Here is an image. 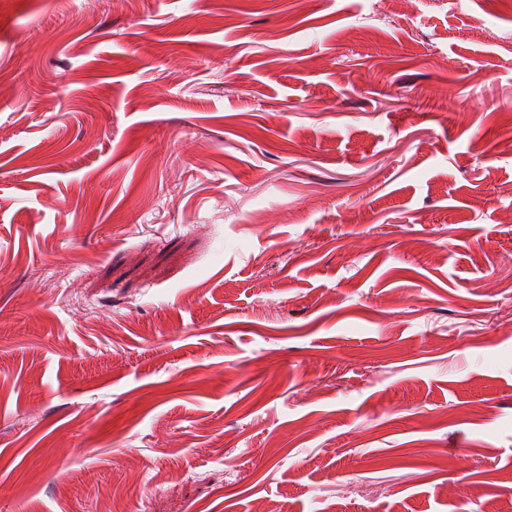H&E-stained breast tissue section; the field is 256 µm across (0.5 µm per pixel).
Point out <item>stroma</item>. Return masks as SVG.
<instances>
[{
  "label": "stroma",
  "mask_w": 512,
  "mask_h": 512,
  "mask_svg": "<svg viewBox=\"0 0 512 512\" xmlns=\"http://www.w3.org/2000/svg\"><path fill=\"white\" fill-rule=\"evenodd\" d=\"M509 472L512 0H0V512Z\"/></svg>",
  "instance_id": "stroma-1"
}]
</instances>
